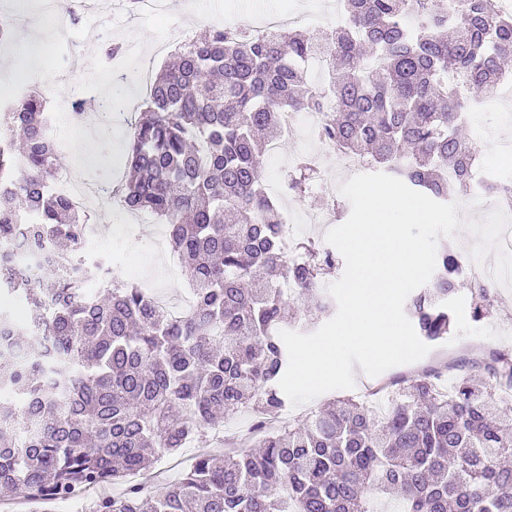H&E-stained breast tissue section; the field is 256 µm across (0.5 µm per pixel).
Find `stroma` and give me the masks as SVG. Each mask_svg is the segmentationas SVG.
Here are the masks:
<instances>
[{
	"label": "stroma",
	"mask_w": 512,
	"mask_h": 512,
	"mask_svg": "<svg viewBox=\"0 0 512 512\" xmlns=\"http://www.w3.org/2000/svg\"><path fill=\"white\" fill-rule=\"evenodd\" d=\"M169 9L164 21L123 8L113 11L106 21L112 26L113 42L125 45L126 53L115 59L104 56L102 45L90 22L80 20L59 40V59L66 62L69 72L65 79H43V67L29 68L23 59L0 57V83L9 84L17 73L32 72L37 80L32 88L48 101V110L57 132H65L72 125L71 112L61 109L65 100L83 98L87 89L98 88L101 98L107 100L115 111L125 117H134L141 109L146 95L138 76V61L148 58L153 70H160L171 57L168 39L178 29L188 27L202 31L210 22L227 21L238 25L261 22L264 15L304 13L308 28L335 24L334 15L326 11L327 0H168ZM468 138L478 151L481 173L507 176L494 153L495 146L505 139L512 140V109H494L478 114L468 126ZM127 131L96 135L92 155H80L78 147H71L62 154L64 167L82 174L93 182L111 185L125 174L119 163L125 151ZM282 205L292 220L291 238L323 242L325 231L313 227L310 217L321 211L324 200L321 193L283 198ZM87 211L96 226L97 237L90 252L108 258L119 278L132 280L143 275L152 280L159 290L173 296L184 294L187 284L179 270L167 267L156 251V227L153 218L133 222L130 214L118 202L103 208L96 201H89ZM455 316L452 334L444 342L435 344L422 360L393 367L379 376H366L355 370V386L351 393L364 395L369 389L394 378L411 374L427 367L468 355L471 347L482 351L505 349L512 351V289L497 290V303L493 315L476 323L470 318L471 295L468 288H461L449 301ZM204 443L196 442L174 454L162 457L153 467L155 476L148 484L149 490L160 493L177 480L191 465L194 458L206 452ZM118 485H108L105 491L97 488L80 490L72 499L45 505L32 500L15 498L14 512H90L103 495L121 493Z\"/></svg>",
	"instance_id": "obj_1"
}]
</instances>
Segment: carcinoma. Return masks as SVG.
<instances>
[{"label":"carcinoma","mask_w":512,"mask_h":512,"mask_svg":"<svg viewBox=\"0 0 512 512\" xmlns=\"http://www.w3.org/2000/svg\"><path fill=\"white\" fill-rule=\"evenodd\" d=\"M344 21L313 32L253 38L207 26L152 81L132 123L126 175L112 190L131 212L166 226L189 284L172 316L136 284L102 280L82 255L90 216L50 186L61 169L46 101L25 94L0 115V244L32 235L55 264L33 282L0 257V288L33 310L30 327L54 350L19 341L0 310V492L46 503L85 487L122 484L93 512H373L368 494H397L396 512H512V353L491 350L443 387L431 370L404 380L378 414L342 398L302 424L252 444L203 454L160 494L128 480L224 420L248 411L261 426L286 406L288 356L279 331L311 330L334 299L321 271L335 255L292 244L281 197L262 180L286 112L325 113L319 136L440 202L467 194L478 155L464 94L487 97L505 79L512 15L495 0H340ZM330 78L306 79L315 54ZM300 161L286 193L313 190ZM463 258L451 247L408 304L416 333L451 334L448 301ZM106 298L87 294L89 282ZM471 318L489 317L492 289L470 283Z\"/></svg>","instance_id":"cac0c4a2"}]
</instances>
